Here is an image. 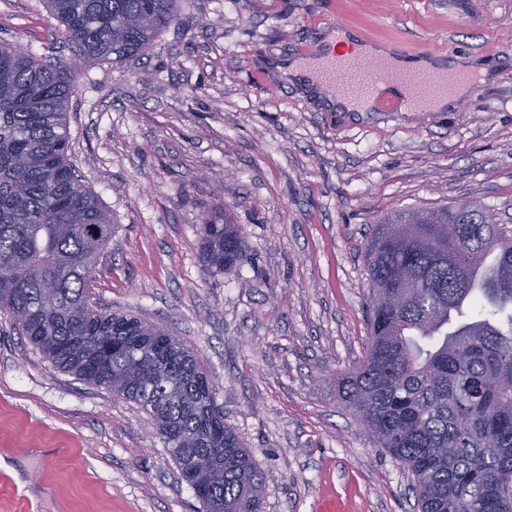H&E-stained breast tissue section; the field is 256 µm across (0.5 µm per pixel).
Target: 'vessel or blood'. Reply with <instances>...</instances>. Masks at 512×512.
<instances>
[{
    "instance_id": "vessel-or-blood-1",
    "label": "vessel or blood",
    "mask_w": 512,
    "mask_h": 512,
    "mask_svg": "<svg viewBox=\"0 0 512 512\" xmlns=\"http://www.w3.org/2000/svg\"><path fill=\"white\" fill-rule=\"evenodd\" d=\"M316 74L336 88L339 95L354 107L369 109L377 105L385 112L414 111L447 94L457 83L463 82L474 88L480 82L478 74L451 69H399L385 56L372 52L369 41L365 39L320 62ZM382 81L401 85L403 95L390 102L377 103V88Z\"/></svg>"
}]
</instances>
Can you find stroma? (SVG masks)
<instances>
[{"mask_svg": "<svg viewBox=\"0 0 512 512\" xmlns=\"http://www.w3.org/2000/svg\"><path fill=\"white\" fill-rule=\"evenodd\" d=\"M470 57L442 112H331L273 66L334 23ZM42 0H0V42L73 67L70 157L112 218L91 298L181 337L265 474L263 512H414L410 473L338 400L369 343L365 252L384 215L476 201L512 227V0H184L137 59L86 62ZM225 210L248 262L200 261ZM133 402L58 370L0 314V512H200Z\"/></svg>", "mask_w": 512, "mask_h": 512, "instance_id": "35a3bbf8", "label": "stroma"}]
</instances>
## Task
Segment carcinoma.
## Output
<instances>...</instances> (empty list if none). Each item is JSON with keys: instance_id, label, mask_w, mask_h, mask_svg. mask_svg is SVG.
I'll use <instances>...</instances> for the list:
<instances>
[{"instance_id": "obj_1", "label": "carcinoma", "mask_w": 512, "mask_h": 512, "mask_svg": "<svg viewBox=\"0 0 512 512\" xmlns=\"http://www.w3.org/2000/svg\"><path fill=\"white\" fill-rule=\"evenodd\" d=\"M182 0H44L84 59L144 55ZM73 70L0 44V313L54 367L137 404L202 512H262L264 472L224 424L209 373L166 330L90 296L112 219L70 160ZM203 266L247 252L224 212L199 225ZM372 288L363 362L338 380L343 407L411 474L418 512H512V229L464 202L387 216L366 248Z\"/></svg>"}]
</instances>
